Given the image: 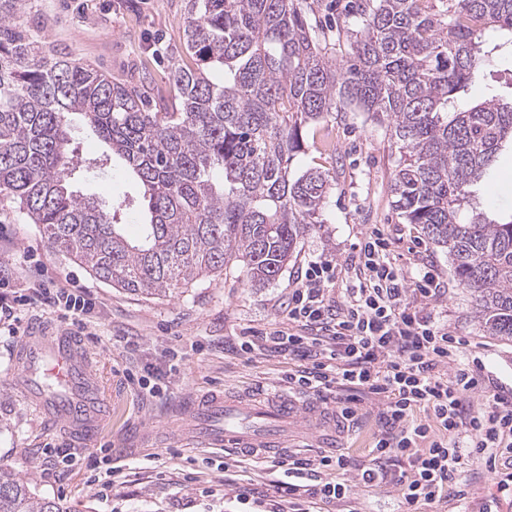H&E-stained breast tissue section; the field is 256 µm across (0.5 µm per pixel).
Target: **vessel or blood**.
<instances>
[{"instance_id":"obj_1","label":"vessel or blood","mask_w":512,"mask_h":512,"mask_svg":"<svg viewBox=\"0 0 512 512\" xmlns=\"http://www.w3.org/2000/svg\"><path fill=\"white\" fill-rule=\"evenodd\" d=\"M19 391L53 426L91 439L109 404L94 380L91 353L78 332L31 327L17 350ZM193 442L242 456L277 458L292 437L324 453L345 448L349 424L317 398L186 393L180 409Z\"/></svg>"}]
</instances>
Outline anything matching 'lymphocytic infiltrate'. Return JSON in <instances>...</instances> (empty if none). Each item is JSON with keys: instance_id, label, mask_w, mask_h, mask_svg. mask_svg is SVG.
I'll return each instance as SVG.
<instances>
[{"instance_id": "lymphocytic-infiltrate-1", "label": "lymphocytic infiltrate", "mask_w": 512, "mask_h": 512, "mask_svg": "<svg viewBox=\"0 0 512 512\" xmlns=\"http://www.w3.org/2000/svg\"><path fill=\"white\" fill-rule=\"evenodd\" d=\"M389 251L380 230L366 236L359 248V274L340 303L325 288L336 276L335 266L308 262L300 287L288 296V329L242 339L240 349L247 354L270 349L300 360L301 369L285 374V383L320 396L334 395L344 416L356 414L360 395L382 401L371 462L358 479L379 484L384 460L409 459L411 466L400 472L397 484L403 500L412 505L440 499L448 486L461 480L466 459L512 440V402L497 396L485 408L467 412L465 399L481 389L483 369L444 373L456 340L414 306L416 298L439 296V278L430 269L408 276L391 261ZM22 301L50 307L82 325L94 308L84 295L40 277L29 281ZM420 410L425 413L421 419L416 416ZM346 466L342 456L292 460L276 488L300 495L301 478L316 470L326 475L317 495L344 500L351 494L350 485L329 473Z\"/></svg>"}]
</instances>
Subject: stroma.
Masks as SVG:
<instances>
[{
  "mask_svg": "<svg viewBox=\"0 0 512 512\" xmlns=\"http://www.w3.org/2000/svg\"><path fill=\"white\" fill-rule=\"evenodd\" d=\"M186 5L187 0H28L19 21L38 27L47 48L91 64L114 81L148 85L155 98L167 99L174 94L169 58L184 52ZM398 157L387 126L353 109L330 119L321 139H308L292 171L329 170L336 185L322 223L300 238L281 277L263 288L251 287L237 265L170 297L137 296L50 249L37 225L15 204L0 201V262L11 268L16 288H23L27 275L39 273L94 301L83 334L112 408L87 443L49 426L12 389L19 378L14 357L21 339L0 330V465L16 468L39 495L65 500L72 512H261L255 504H240L239 497L246 490L269 489L279 478L278 468L261 469L252 460L178 440L172 422L179 401L185 393L216 388L245 393L297 369L298 361L278 353H242L241 336L287 327L284 305L309 261L337 264L328 289L343 301L355 277L358 246L376 228L389 239L390 258L398 267L434 269L443 283V296L419 303L418 309L460 341L448 372L474 358L484 364L486 381L468 400V409L478 410L496 395L512 398V343L484 335L474 317V297L459 287L447 252L430 244L415 225L403 223L392 206L390 183ZM71 184L106 202L131 201L119 217L126 234L138 236L142 189L120 161L102 171L77 169ZM477 195L493 218L512 214L511 148L501 150ZM129 340L136 349L126 348ZM131 373L149 375L159 394L144 395L128 381ZM380 407L377 399L361 396L344 450L349 466L337 473L351 483L350 498L317 501L314 512H482L488 505L494 512H512V492L503 493L501 486L512 474V450L506 448L496 449L492 469L481 458L466 461L463 490L449 488L433 503L410 507L394 483H359ZM93 457L99 466H90Z\"/></svg>",
  "mask_w": 512,
  "mask_h": 512,
  "instance_id": "stroma-1",
  "label": "stroma"
}]
</instances>
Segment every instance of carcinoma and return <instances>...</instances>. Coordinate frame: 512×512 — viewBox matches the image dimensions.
<instances>
[{"label":"carcinoma","instance_id":"carcinoma-1","mask_svg":"<svg viewBox=\"0 0 512 512\" xmlns=\"http://www.w3.org/2000/svg\"><path fill=\"white\" fill-rule=\"evenodd\" d=\"M307 4L187 0L195 65L173 63L174 100L161 105L47 50L16 22L26 0H0V197L42 225L50 248L129 293L171 295L234 264L263 288L323 223L336 182L291 162L311 126L353 106L390 127L400 218L447 251L482 331L512 342V216L489 218L470 190L512 144V99L492 92L454 110L480 62L512 48V0H352L345 64L321 47ZM73 114L145 188L139 239L72 189ZM0 512L71 509L0 465Z\"/></svg>","mask_w":512,"mask_h":512}]
</instances>
